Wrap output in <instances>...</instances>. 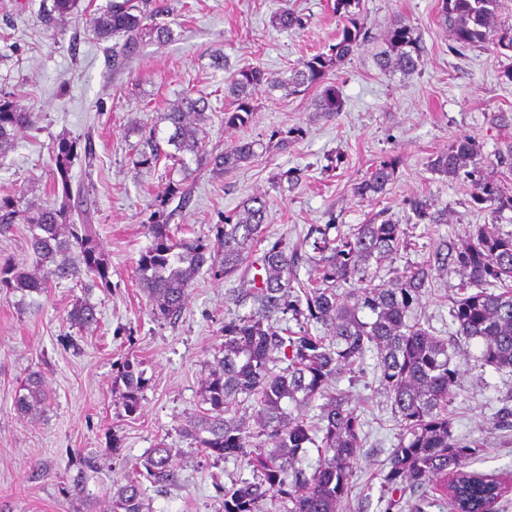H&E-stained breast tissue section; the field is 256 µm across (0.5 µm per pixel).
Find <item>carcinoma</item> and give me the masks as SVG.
<instances>
[{
  "label": "carcinoma",
  "mask_w": 512,
  "mask_h": 512,
  "mask_svg": "<svg viewBox=\"0 0 512 512\" xmlns=\"http://www.w3.org/2000/svg\"><path fill=\"white\" fill-rule=\"evenodd\" d=\"M77 0H53L55 19L65 23L74 14ZM499 0H442L443 23L463 48L493 39L491 22ZM360 0H334L333 11L342 23L337 42L328 51L308 58L300 69L274 75L253 66L228 72L224 79V124L244 127L254 112L253 93L301 95L318 90L316 110L328 116L343 111L344 101L328 72L352 54L366 37ZM167 13L160 0H112L109 8L92 18L102 38L122 39L121 54L133 53L145 37L159 41L174 38L169 24L158 21ZM388 50L381 54L382 69L413 71L422 64L415 30L398 24L388 31ZM208 100L186 93L170 103L160 116L171 133L163 149L158 130L141 133L135 149L136 162L154 167L161 160L170 170L187 172L184 154L200 168L216 173L230 171L255 156L252 141H239L221 152L207 149L204 124L209 119ZM41 114L0 99V154L14 147L17 134L38 128ZM78 141L60 138L53 144L52 181L60 202L42 207L23 205L13 197L0 198V235L16 224H26L38 276L9 261L0 262V289L40 292L54 281L72 280L80 286L108 290L112 287L110 266L91 222L87 195L73 186L71 166ZM477 152L470 138L459 140L448 152L431 161L439 173L455 175L464 160ZM394 169L381 164L358 187L362 196L379 194L392 181ZM477 200L495 204L489 224L477 226L466 242L446 244L433 261L405 268L388 281L374 283L372 263L395 254L404 244L400 225L387 218H373L350 231L330 235L334 224L314 225L305 243L317 256L307 283L296 281L302 255L279 238L267 242L264 225L267 201L254 196L224 218L219 230L221 251L211 249L200 237L179 236L180 230L156 220L145 225L151 245L139 259L143 288L151 313L165 321L181 312L186 291L196 272L205 264L217 277L235 274L242 265L237 297L251 302L248 312L224 316V343L213 355L212 371L202 389L198 413L179 429L189 447L207 457L233 459L250 471L224 489V512H257L259 503L273 497L278 512H339L351 490L359 462L363 423L346 397L329 389V382L342 372L356 373L367 354L376 358L378 379L387 394L399 427L387 470L381 473L385 494L419 491L429 484L443 496H451L457 512H484L503 491L500 479L469 470L482 454L476 441H465L454 431L449 407L461 370L448 352V340L436 336L419 322L410 321L432 272H459L478 291L454 300L451 317L457 324L456 340L476 343L480 367L512 372V233L497 226V215L512 210V197H504L490 183H476ZM348 285L350 289L340 292ZM500 292H495V289ZM66 320L87 326L97 321L96 309L76 303ZM297 330H292L290 322ZM320 328L315 335L311 328ZM126 386L124 407L134 414L141 405L146 379L139 363L128 360L120 368ZM319 423L309 424L302 407L315 401ZM48 397L42 379L32 374L14 400V411L27 415ZM250 404L256 428L246 426L239 406ZM317 448L319 464L303 466L308 446ZM177 448L158 445L141 462L151 486L166 488L179 483L173 464ZM78 469L72 492H83V478L93 469L88 456L73 461ZM146 489L136 478L112 486V512H146Z\"/></svg>",
  "instance_id": "1"
}]
</instances>
